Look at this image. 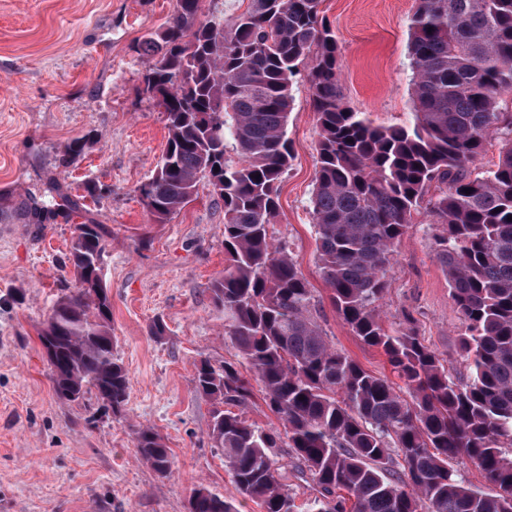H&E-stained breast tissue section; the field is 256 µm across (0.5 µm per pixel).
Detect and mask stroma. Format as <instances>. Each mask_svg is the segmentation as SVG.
Instances as JSON below:
<instances>
[{
    "label": "stroma",
    "mask_w": 512,
    "mask_h": 512,
    "mask_svg": "<svg viewBox=\"0 0 512 512\" xmlns=\"http://www.w3.org/2000/svg\"><path fill=\"white\" fill-rule=\"evenodd\" d=\"M177 0H0V512H188L205 486L238 512L243 499L211 439L212 401L195 366L248 367L224 335L211 284L224 275V209L207 184L170 221L156 223L140 188L167 143L166 117L143 91L152 57L140 48ZM415 0H323L344 59L348 106L381 125L410 124L412 70L407 19ZM285 174L274 236L285 241L318 301L336 350L387 376L377 349L333 310L316 249L310 197L318 140L306 74L293 86ZM84 138V153L63 150ZM102 189L98 198L87 181ZM54 209L39 219L35 208ZM79 224L103 230V279L112 300L114 353L130 378L121 414L95 395L68 402L52 388L38 330L76 282L60 263ZM435 227L415 217L388 272L380 302L386 321L412 312L422 341L465 377V331L433 251ZM166 326L154 339V319ZM154 427L172 458L160 475L140 457L135 431Z\"/></svg>",
    "instance_id": "35a3bbf8"
}]
</instances>
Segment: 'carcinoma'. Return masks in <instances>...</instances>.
<instances>
[{
	"mask_svg": "<svg viewBox=\"0 0 512 512\" xmlns=\"http://www.w3.org/2000/svg\"><path fill=\"white\" fill-rule=\"evenodd\" d=\"M201 2L177 0L176 15L143 40L154 56L144 89L166 115L168 139L141 193L158 223L203 180L224 203V277L212 283V298L224 311V335L286 429L282 441L229 410L251 396L234 367H196V387L215 405L213 446L238 491L263 512H297L282 483L284 448L314 485L306 512H512V112L500 107L512 92V0H416L408 18L414 121L389 126L344 102L341 47L322 0H249L228 20L203 13ZM307 60L323 277L338 317L383 352L395 382L336 351L313 289L270 231L292 160L293 83ZM494 139L498 162L474 172ZM416 214L442 227L435 251L466 328L464 381L422 342L411 312L388 325L378 310ZM103 252L100 225H76L61 263L75 291L38 336L54 349L56 395L93 393L116 415L130 379L114 354ZM136 441L146 463L169 472V449L154 428L139 429ZM457 457L494 490L467 486L448 466ZM189 512L237 509L199 487Z\"/></svg>",
	"mask_w": 512,
	"mask_h": 512,
	"instance_id": "carcinoma-1",
	"label": "carcinoma"
}]
</instances>
